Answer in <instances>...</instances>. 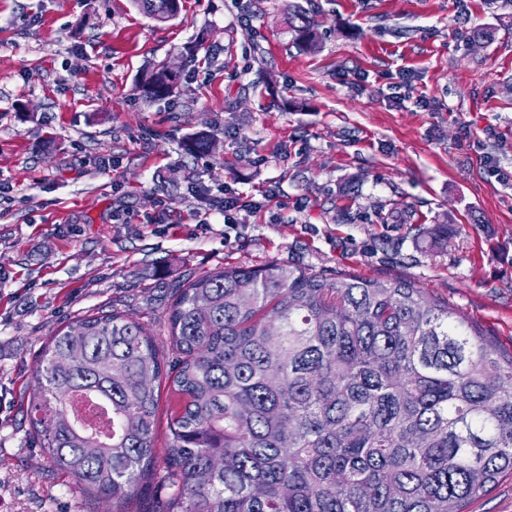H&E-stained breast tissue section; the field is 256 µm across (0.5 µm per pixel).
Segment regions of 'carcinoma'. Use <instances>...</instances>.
I'll list each match as a JSON object with an SVG mask.
<instances>
[{"label":"carcinoma","mask_w":512,"mask_h":512,"mask_svg":"<svg viewBox=\"0 0 512 512\" xmlns=\"http://www.w3.org/2000/svg\"><path fill=\"white\" fill-rule=\"evenodd\" d=\"M133 4L155 20L181 11ZM289 25L314 46L303 10ZM178 83L158 64L140 91ZM167 325L171 362L115 310L60 328L39 359L33 433L111 512H136L156 479L170 489L157 512H469L512 474V353L406 279L227 267L175 288ZM163 377L179 408L159 459ZM79 400L112 412L109 440Z\"/></svg>","instance_id":"obj_1"}]
</instances>
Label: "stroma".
Returning <instances> with one entry per match:
<instances>
[{
  "label": "stroma",
  "instance_id": "35a3bbf8",
  "mask_svg": "<svg viewBox=\"0 0 512 512\" xmlns=\"http://www.w3.org/2000/svg\"><path fill=\"white\" fill-rule=\"evenodd\" d=\"M166 62L177 90L146 100ZM0 184V512H107L27 416L44 345L85 316L171 359L173 288L276 262L406 278L512 352V0H182L167 22L0 0ZM196 185L262 208L225 223ZM289 25L292 31L297 35V39L306 47L312 48L314 46V36L312 32L313 23L306 16L303 10L296 7L291 13ZM298 22V25H296Z\"/></svg>",
  "mask_w": 512,
  "mask_h": 512
}]
</instances>
